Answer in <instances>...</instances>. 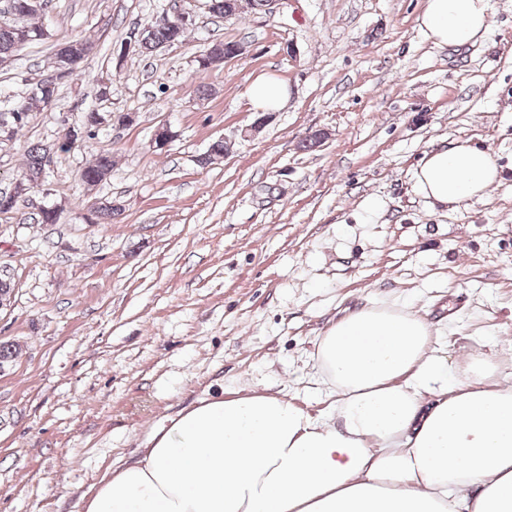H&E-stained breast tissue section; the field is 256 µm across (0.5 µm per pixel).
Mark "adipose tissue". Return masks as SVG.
Instances as JSON below:
<instances>
[{
	"mask_svg": "<svg viewBox=\"0 0 512 512\" xmlns=\"http://www.w3.org/2000/svg\"><path fill=\"white\" fill-rule=\"evenodd\" d=\"M492 12L491 0H424L417 24L459 48L485 37ZM498 176L490 151L456 141L424 152L414 189L458 207ZM312 360L327 411L258 389L197 399L82 512H512V384L491 355L439 354L408 304L372 302L319 336Z\"/></svg>",
	"mask_w": 512,
	"mask_h": 512,
	"instance_id": "1",
	"label": "adipose tissue"
}]
</instances>
